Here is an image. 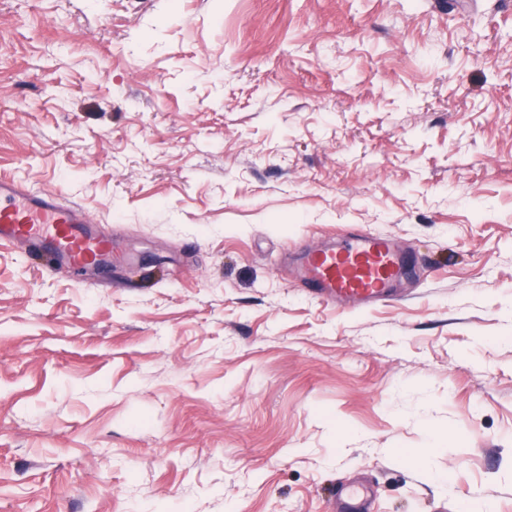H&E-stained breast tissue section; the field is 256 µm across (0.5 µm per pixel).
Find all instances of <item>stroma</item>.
<instances>
[{
    "mask_svg": "<svg viewBox=\"0 0 512 512\" xmlns=\"http://www.w3.org/2000/svg\"><path fill=\"white\" fill-rule=\"evenodd\" d=\"M1 175L113 244L0 245V512H512V0H0ZM300 280L339 306L364 309L394 299L411 259L389 235L356 231L341 242L296 253ZM344 512H370L371 494L367 488L339 489Z\"/></svg>",
    "mask_w": 512,
    "mask_h": 512,
    "instance_id": "obj_1",
    "label": "stroma"
}]
</instances>
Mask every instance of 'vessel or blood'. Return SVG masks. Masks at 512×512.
Masks as SVG:
<instances>
[{
  "mask_svg": "<svg viewBox=\"0 0 512 512\" xmlns=\"http://www.w3.org/2000/svg\"><path fill=\"white\" fill-rule=\"evenodd\" d=\"M90 218L57 192L32 191L0 177V244L51 252L56 264L83 270L112 263V237L89 228ZM301 281L337 305L364 309L394 298L411 273V259L389 235L356 231L341 242L296 253ZM345 512H370L368 489H340Z\"/></svg>",
  "mask_w": 512,
  "mask_h": 512,
  "instance_id": "b4317fda",
  "label": "vessel or blood"
}]
</instances>
